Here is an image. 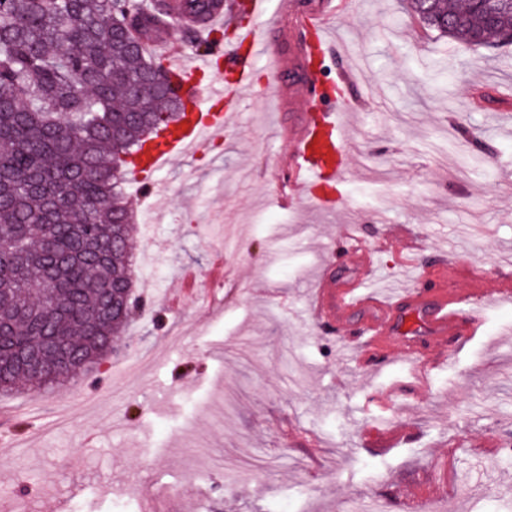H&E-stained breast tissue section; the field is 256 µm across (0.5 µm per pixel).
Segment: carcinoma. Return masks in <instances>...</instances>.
<instances>
[{"label": "carcinoma", "instance_id": "1", "mask_svg": "<svg viewBox=\"0 0 512 512\" xmlns=\"http://www.w3.org/2000/svg\"><path fill=\"white\" fill-rule=\"evenodd\" d=\"M203 18L217 0H182ZM427 31L512 43V0H412ZM168 0H0V391L75 381L112 351L130 313L132 213L119 187L182 97L148 42Z\"/></svg>", "mask_w": 512, "mask_h": 512}]
</instances>
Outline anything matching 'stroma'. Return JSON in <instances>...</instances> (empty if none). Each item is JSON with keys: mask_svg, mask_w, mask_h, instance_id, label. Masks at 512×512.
<instances>
[{"mask_svg": "<svg viewBox=\"0 0 512 512\" xmlns=\"http://www.w3.org/2000/svg\"><path fill=\"white\" fill-rule=\"evenodd\" d=\"M408 4L336 14L355 106L333 209L281 204L288 141L260 95L152 198L124 176L142 304L82 380L0 393L19 446L0 512H406L423 478L441 512H512V298L421 387L401 355L357 368L310 318L343 224L377 246L382 288L412 285L397 258L416 240L459 264L452 290L474 265L512 277V45L424 31Z\"/></svg>", "mask_w": 512, "mask_h": 512, "instance_id": "1", "label": "stroma"}]
</instances>
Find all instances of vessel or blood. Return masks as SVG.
Returning <instances> with one entry per match:
<instances>
[{
	"mask_svg": "<svg viewBox=\"0 0 512 512\" xmlns=\"http://www.w3.org/2000/svg\"><path fill=\"white\" fill-rule=\"evenodd\" d=\"M287 0H219L210 13L200 21L189 15L176 16L182 27H196L199 34L223 26L225 19L238 11L249 15L250 24L241 26L234 44L225 49H212L189 60L173 56L168 36H161L154 47L170 57V69L176 77L179 90L191 94L194 111L158 132L140 156L139 171L153 173L163 165L203 148L213 137L222 135L225 115L214 108L221 101H239L253 90V71L258 60H265L269 76L268 94L282 95L296 90L304 94L305 105L315 104L308 71L297 52L286 53L275 49L267 37L274 30V18L280 14ZM333 10H322L313 16H298L294 28L296 44L313 38L316 45H330L327 28L333 21ZM223 59L226 75L209 78L215 59ZM344 109L335 99H328L319 113L301 115L290 125V147L286 165L290 172L289 196L303 199L316 207H332L334 199L322 192L328 181L342 179L347 168V147ZM336 242L338 248L328 259L316 283L310 300L311 317L316 324L337 334L345 347L358 355L363 366H372L391 358L394 348H401L414 370L427 372L446 360L464 341L475 336L484 322L483 305L500 300L512 291V280L482 272L472 279L473 288L459 294L448 288L446 260L429 265L427 272L417 276L412 288L387 298H379L368 286L373 270L372 248L358 237L351 226H341ZM353 259L357 277L335 286L332 277L336 263ZM483 305H476V298ZM417 315L420 326L418 339L405 340L396 346L397 336L406 332V311Z\"/></svg>",
	"mask_w": 512,
	"mask_h": 512,
	"instance_id": "vessel-or-blood-1",
	"label": "vessel or blood"
}]
</instances>
